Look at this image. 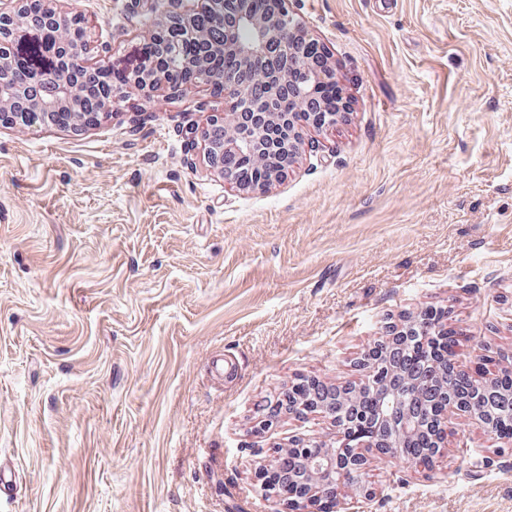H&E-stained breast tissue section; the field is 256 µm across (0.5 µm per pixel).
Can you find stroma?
<instances>
[{"instance_id":"1","label":"stroma","mask_w":512,"mask_h":512,"mask_svg":"<svg viewBox=\"0 0 512 512\" xmlns=\"http://www.w3.org/2000/svg\"><path fill=\"white\" fill-rule=\"evenodd\" d=\"M166 0H67L130 65ZM351 111L268 191L187 157L206 85L99 124L0 125V512H289L255 472L329 421L387 324L449 311L456 363L512 362V0H291ZM431 470L370 459L348 512H512V443L466 417Z\"/></svg>"}]
</instances>
